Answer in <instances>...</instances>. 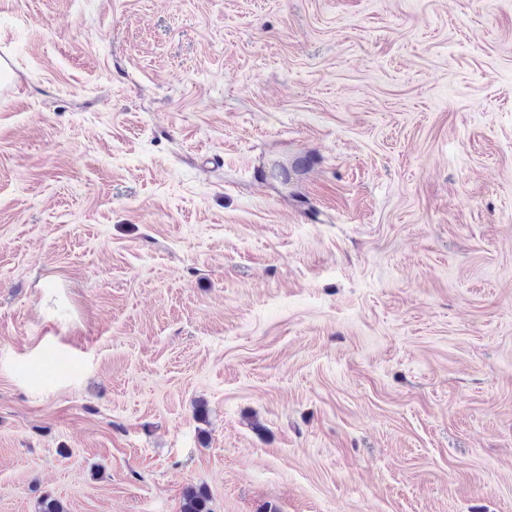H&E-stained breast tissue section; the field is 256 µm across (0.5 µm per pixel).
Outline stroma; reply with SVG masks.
<instances>
[{
  "label": "stroma",
  "instance_id": "1",
  "mask_svg": "<svg viewBox=\"0 0 512 512\" xmlns=\"http://www.w3.org/2000/svg\"><path fill=\"white\" fill-rule=\"evenodd\" d=\"M0 512H512V0H0ZM183 500V512H212L210 495L203 488L187 489Z\"/></svg>",
  "mask_w": 512,
  "mask_h": 512
}]
</instances>
